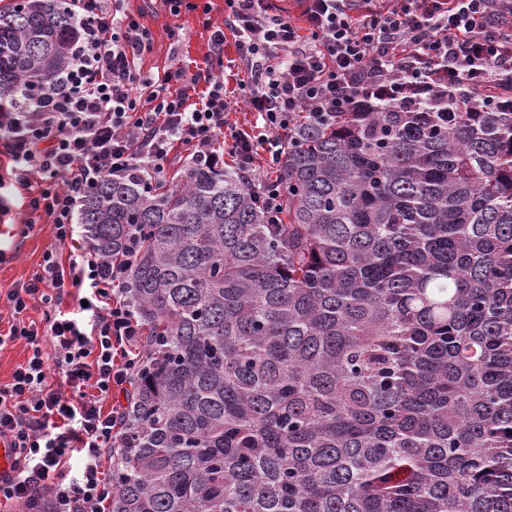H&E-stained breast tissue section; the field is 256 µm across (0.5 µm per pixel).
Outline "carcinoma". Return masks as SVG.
<instances>
[{"label":"carcinoma","mask_w":512,"mask_h":512,"mask_svg":"<svg viewBox=\"0 0 512 512\" xmlns=\"http://www.w3.org/2000/svg\"><path fill=\"white\" fill-rule=\"evenodd\" d=\"M73 35L0 5V105ZM277 179L276 222L231 166L84 194L144 334L108 512H512V112L302 115Z\"/></svg>","instance_id":"cac0c4a2"}]
</instances>
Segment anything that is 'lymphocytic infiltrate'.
Returning <instances> with one entry per match:
<instances>
[{
  "mask_svg": "<svg viewBox=\"0 0 512 512\" xmlns=\"http://www.w3.org/2000/svg\"><path fill=\"white\" fill-rule=\"evenodd\" d=\"M305 29L270 13L266 0H225L204 68L186 78L182 62L142 79L135 60L151 33L124 0H71L76 34L52 86L21 94L0 125V155L28 211L44 213L56 239L73 241L84 192L141 170L160 177L183 148L189 162L214 165L218 134L270 212L281 208L273 174L279 136L306 112L324 119L369 97L398 104L465 92L474 109L512 105V0H304ZM236 38L249 66L240 81L260 130H226L224 42ZM148 96L136 95L138 85ZM120 266L76 247L68 259L47 251L29 280L7 295L13 322L0 346L24 342L29 356L0 385V437L15 460L0 478V501L23 512H104L111 495L104 449L118 439V409L141 359L143 329L114 290ZM87 302L65 307L71 289ZM42 322L24 321L31 302Z\"/></svg>",
  "mask_w": 512,
  "mask_h": 512,
  "instance_id": "f902f5d3",
  "label": "lymphocytic infiltrate"
}]
</instances>
